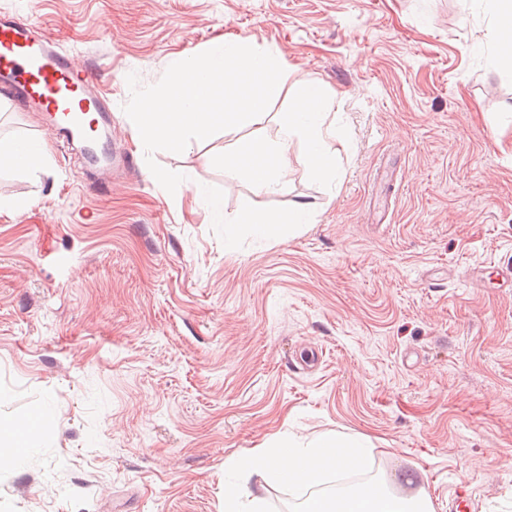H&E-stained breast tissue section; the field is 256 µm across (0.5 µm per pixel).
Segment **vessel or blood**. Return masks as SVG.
<instances>
[{
    "mask_svg": "<svg viewBox=\"0 0 512 512\" xmlns=\"http://www.w3.org/2000/svg\"><path fill=\"white\" fill-rule=\"evenodd\" d=\"M0 92L44 113L68 141L92 147L109 123L110 105L91 70L68 54L39 25L0 12ZM467 482H458L448 512H476Z\"/></svg>",
    "mask_w": 512,
    "mask_h": 512,
    "instance_id": "obj_1",
    "label": "vessel or blood"
}]
</instances>
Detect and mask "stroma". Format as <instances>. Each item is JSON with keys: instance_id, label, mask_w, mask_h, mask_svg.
I'll list each match as a JSON object with an SVG mask.
<instances>
[{"instance_id": "stroma-1", "label": "stroma", "mask_w": 512, "mask_h": 512, "mask_svg": "<svg viewBox=\"0 0 512 512\" xmlns=\"http://www.w3.org/2000/svg\"><path fill=\"white\" fill-rule=\"evenodd\" d=\"M100 74L109 147L95 188L78 146L0 93V138L47 165L0 170V422L34 451L0 469V512H224V462L277 437L340 432L372 481L448 512H512V290L473 271L512 260V70L480 0H0ZM219 36L288 60L262 126L279 135L307 75L336 94L338 176L254 194L230 136L157 151L123 111ZM313 209L311 223L224 249L196 193ZM46 428H39L42 417ZM478 510L476 500L465 481L456 484L453 497L448 500V512H475Z\"/></svg>"}]
</instances>
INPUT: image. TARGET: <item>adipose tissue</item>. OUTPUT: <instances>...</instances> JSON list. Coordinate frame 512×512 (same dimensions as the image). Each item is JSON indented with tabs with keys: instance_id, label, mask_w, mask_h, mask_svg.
<instances>
[{
	"instance_id": "obj_1",
	"label": "adipose tissue",
	"mask_w": 512,
	"mask_h": 512,
	"mask_svg": "<svg viewBox=\"0 0 512 512\" xmlns=\"http://www.w3.org/2000/svg\"><path fill=\"white\" fill-rule=\"evenodd\" d=\"M333 102L319 79L312 76L300 79L289 101V109L281 117L277 140L268 141L258 136L236 138L224 152L225 167L243 173L255 193H273L288 176L290 145L297 139L306 148L312 177L333 178L336 156L327 141L335 132L326 123ZM207 205L212 220L225 226L224 248L228 251L236 247L239 226H246L255 237L266 238L282 225L309 223L312 215L310 205L304 202L285 212L247 206L230 216L224 213L223 198L208 197ZM367 465V448L347 435L278 441L225 462L224 512H264L265 494L269 489L281 486L307 489L320 484L326 472L361 471ZM242 474L255 476L253 490L238 487L235 478ZM367 502L373 503L377 512H431L430 502L424 496L406 498L383 493L370 484L357 486L340 498L310 499L303 512H357Z\"/></svg>"
}]
</instances>
